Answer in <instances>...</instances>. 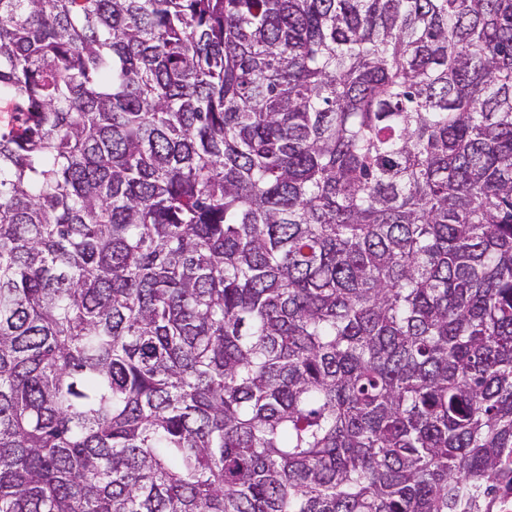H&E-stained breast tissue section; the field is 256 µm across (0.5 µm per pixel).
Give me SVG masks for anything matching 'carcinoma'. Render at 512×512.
I'll use <instances>...</instances> for the list:
<instances>
[{"instance_id":"cac0c4a2","label":"carcinoma","mask_w":512,"mask_h":512,"mask_svg":"<svg viewBox=\"0 0 512 512\" xmlns=\"http://www.w3.org/2000/svg\"><path fill=\"white\" fill-rule=\"evenodd\" d=\"M0 512L512 499V0H0Z\"/></svg>"}]
</instances>
